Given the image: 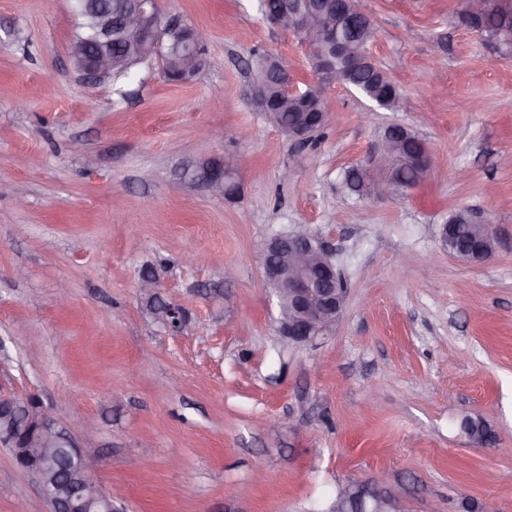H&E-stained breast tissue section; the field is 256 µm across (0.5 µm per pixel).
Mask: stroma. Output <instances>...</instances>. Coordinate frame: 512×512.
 Wrapping results in <instances>:
<instances>
[{"mask_svg": "<svg viewBox=\"0 0 512 512\" xmlns=\"http://www.w3.org/2000/svg\"><path fill=\"white\" fill-rule=\"evenodd\" d=\"M73 4L0 0V394L64 407L120 512H323L380 471L402 512H512V58L455 0H359L397 91L387 110L318 85L308 42L259 0H158L207 31L205 67L172 82L152 60L90 87L69 57ZM257 50L321 86L324 136L295 144L258 110ZM392 126L423 143L426 179L349 192ZM227 159L233 199L181 179ZM460 209L491 224L489 260L444 246ZM297 224L335 249L348 288L314 347L279 336L264 283L268 241ZM190 249L208 263L185 264ZM147 268L193 335L151 313ZM468 418L493 442L473 443ZM20 501L51 512L0 445V512Z\"/></svg>", "mask_w": 512, "mask_h": 512, "instance_id": "obj_1", "label": "stroma"}]
</instances>
